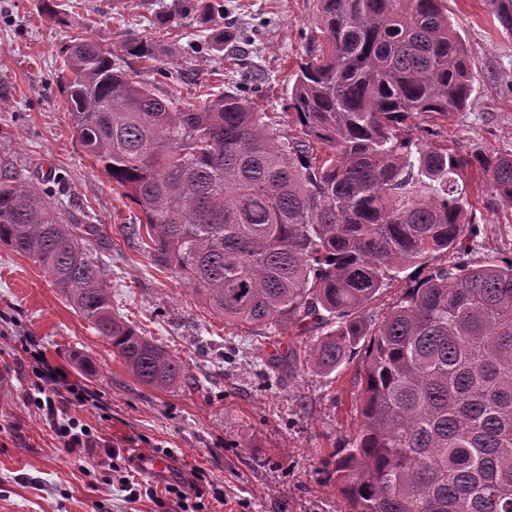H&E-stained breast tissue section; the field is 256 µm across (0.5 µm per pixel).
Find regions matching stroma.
<instances>
[{"label": "stroma", "mask_w": 512, "mask_h": 512, "mask_svg": "<svg viewBox=\"0 0 512 512\" xmlns=\"http://www.w3.org/2000/svg\"><path fill=\"white\" fill-rule=\"evenodd\" d=\"M474 76L466 110L424 120L438 143L472 151H512V35L491 0H446ZM64 25L50 23L41 0H0V173L51 187L59 207L96 225L93 256L111 286L112 311L183 362L193 385L156 390L141 384L104 336L76 313L47 271L0 243V512H348L323 465L360 424L354 397L365 376L357 346L330 373L303 365L269 369L287 350L277 326L225 324L175 271L154 264L126 235L139 208L76 142L62 93L60 47L87 35L111 45L130 75L158 90L178 86L182 102L204 92L248 98L279 133L298 129L287 109L292 76L314 31V0H223L204 20L178 19V0H56ZM156 29L153 60L128 54L134 34ZM223 43H214L216 32ZM479 229L467 240L471 264L512 259V209L476 198ZM436 253L382 288L364 311L377 327L415 279L450 265ZM61 369L84 395L69 406L104 439L76 455L63 448L38 393L36 356ZM89 357L85 374L77 356ZM118 451L111 458L107 448ZM168 461L152 478L135 454ZM202 481H195V474ZM139 494L128 503L120 483ZM180 484L179 500L165 491Z\"/></svg>", "instance_id": "1"}]
</instances>
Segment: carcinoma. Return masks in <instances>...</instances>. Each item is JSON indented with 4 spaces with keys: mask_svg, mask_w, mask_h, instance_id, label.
I'll list each match as a JSON object with an SVG mask.
<instances>
[{
    "mask_svg": "<svg viewBox=\"0 0 512 512\" xmlns=\"http://www.w3.org/2000/svg\"><path fill=\"white\" fill-rule=\"evenodd\" d=\"M325 42L300 63L281 138L233 93L178 105L101 42L61 47L80 146L124 189L157 266L227 324L317 331L268 366L332 371L365 337L360 427L336 457L349 512H512V261L440 268L367 329L363 308L409 265L462 248L481 182L512 209V152L462 154L414 135L469 104L473 76L444 0H316ZM512 35V0H492ZM221 4L180 0L184 17ZM126 51L151 57L133 37ZM99 235L33 182L0 176V243L30 257L112 353L155 389L183 364L121 317L82 244Z\"/></svg>",
    "mask_w": 512,
    "mask_h": 512,
    "instance_id": "obj_1",
    "label": "carcinoma"
}]
</instances>
